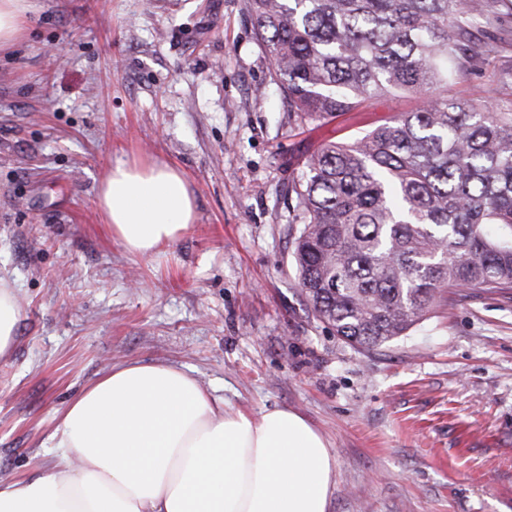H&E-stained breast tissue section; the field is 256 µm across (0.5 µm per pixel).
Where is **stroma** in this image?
<instances>
[{
  "label": "stroma",
  "instance_id": "stroma-1",
  "mask_svg": "<svg viewBox=\"0 0 512 512\" xmlns=\"http://www.w3.org/2000/svg\"><path fill=\"white\" fill-rule=\"evenodd\" d=\"M0 52V275L26 311L0 362V480L53 455L57 411L113 363L192 368L228 409L284 406L336 458L329 512H512V298L456 288L357 351L315 318L288 186L320 145L412 109L300 122L244 0H34ZM448 93L512 108V0ZM182 171L195 221L141 259L95 207L119 160Z\"/></svg>",
  "mask_w": 512,
  "mask_h": 512
}]
</instances>
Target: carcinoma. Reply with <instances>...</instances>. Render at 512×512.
<instances>
[{
  "instance_id": "cac0c4a2",
  "label": "carcinoma",
  "mask_w": 512,
  "mask_h": 512,
  "mask_svg": "<svg viewBox=\"0 0 512 512\" xmlns=\"http://www.w3.org/2000/svg\"><path fill=\"white\" fill-rule=\"evenodd\" d=\"M500 0H246L302 121L389 93L415 108L307 158L292 257L315 317L373 352L449 288L512 295V112L437 93L493 52L465 43Z\"/></svg>"
}]
</instances>
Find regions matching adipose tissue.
Returning <instances> with one entry per match:
<instances>
[{
	"label": "adipose tissue",
	"mask_w": 512,
	"mask_h": 512,
	"mask_svg": "<svg viewBox=\"0 0 512 512\" xmlns=\"http://www.w3.org/2000/svg\"><path fill=\"white\" fill-rule=\"evenodd\" d=\"M32 0H0V50L28 31ZM97 208L131 255L150 257L195 219L176 168L117 161ZM25 316L0 278V361ZM57 455L33 476L0 482V512H328L336 458L299 413L225 409L191 371L121 362L59 411Z\"/></svg>",
	"instance_id": "adipose-tissue-1"
}]
</instances>
